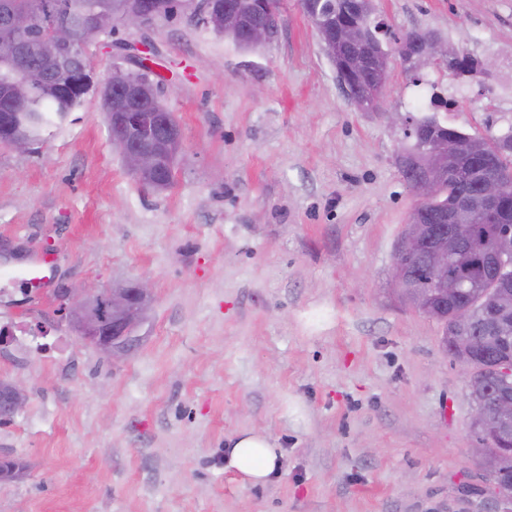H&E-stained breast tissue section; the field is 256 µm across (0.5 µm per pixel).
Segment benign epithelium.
<instances>
[{
    "label": "benign epithelium",
    "instance_id": "benign-epithelium-1",
    "mask_svg": "<svg viewBox=\"0 0 512 512\" xmlns=\"http://www.w3.org/2000/svg\"><path fill=\"white\" fill-rule=\"evenodd\" d=\"M204 8L207 25L214 30L224 33L236 24L237 12L225 7L224 0H209ZM102 16L104 13H97L91 26L69 18L57 21L45 29L34 49L22 38V34L35 23L34 14L11 10L0 21V34L10 40L15 59L24 60L34 52L44 61L55 64L67 55L81 58L86 56L88 41L82 34L96 32L101 27ZM155 19V13L148 8V0H125L121 21L126 26L140 27ZM276 33L277 27L265 22L257 23L247 29V40L268 42ZM357 37L358 26L342 27L337 31L336 38L324 45V49L333 54L336 47L352 44ZM401 51L402 63H412L417 69L444 66L453 70L458 59V52L437 37L419 42L409 37L401 44ZM390 61L391 57H382L379 63L372 66L371 81L381 89L389 78ZM76 90L81 96L91 93L99 95L108 121L123 133L132 132L144 142L160 139V147L168 153L176 155L180 152L182 143L179 127L161 103L157 85L149 78L116 67L107 80L100 81L94 68L87 64L78 73ZM399 125L404 138H417L426 150L424 173L415 175L413 179L418 203L397 242L395 255L425 262L432 272L433 285L439 294L451 297L465 287L467 280L448 267V248L474 246L470 225L459 223L458 210L468 203V197L459 191L454 192L448 204L437 212L431 222L426 221L423 214L440 186L454 187L469 179L474 172L497 164L498 153L487 152L462 167L456 163L458 151L448 146V141L436 139L424 129L413 130L411 121L405 117L400 119ZM117 146L132 174L142 177L157 169V147L134 144L125 137L118 140ZM505 195L506 186L501 178L486 176L479 180V202L488 214L497 216L502 213ZM510 253L512 243L505 238L492 251L477 252L480 263L485 267L483 289L479 293L478 302L486 308L487 320L494 324L505 323L512 317V312L507 309L487 305L498 289L509 283L506 270L509 265L507 255ZM395 287L397 293L409 304L423 311L429 309V291L422 289L417 295H405L406 270L400 265L395 273ZM134 288L132 294L127 292L124 285H117L106 294L92 288L77 292L67 289L59 295L61 315L84 342L110 357L127 354L134 347L132 333L147 318L152 301L149 283L138 281ZM445 349L466 373L474 376L479 372L482 358L479 347L471 343V337H464L461 344L450 342ZM494 370L503 385L512 383L511 357L496 359ZM26 399L22 382L10 380L4 383V388L0 390V416L5 419L14 416L24 407Z\"/></svg>",
    "mask_w": 512,
    "mask_h": 512
}]
</instances>
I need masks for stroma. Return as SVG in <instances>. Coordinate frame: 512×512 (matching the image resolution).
Returning a JSON list of instances; mask_svg holds the SVG:
<instances>
[{"label": "stroma", "instance_id": "35a3bbf8", "mask_svg": "<svg viewBox=\"0 0 512 512\" xmlns=\"http://www.w3.org/2000/svg\"><path fill=\"white\" fill-rule=\"evenodd\" d=\"M399 32L493 58L488 78L393 59L377 112L355 110L300 0L254 51L193 9L89 46L100 78L148 57L182 150L173 185L143 186L98 96L34 151L0 145V261L52 259L46 295L0 300V381L28 401L0 423V512H491L472 450L469 380L436 320L394 289L417 203L387 115L434 113L471 134L512 127V0H376ZM147 278L148 319L118 359L80 341L57 294ZM245 432L279 467L227 465ZM228 465L253 483H261L279 466L277 448L270 438L256 433H245L231 443Z\"/></svg>", "mask_w": 512, "mask_h": 512}]
</instances>
